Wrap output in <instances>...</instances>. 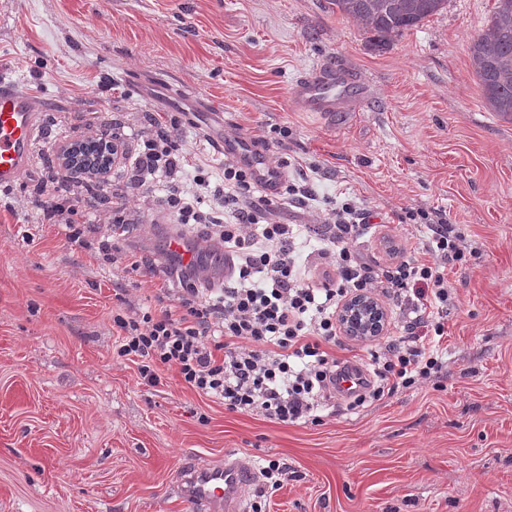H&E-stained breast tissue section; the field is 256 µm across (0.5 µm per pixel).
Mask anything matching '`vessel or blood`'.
Here are the masks:
<instances>
[{
  "mask_svg": "<svg viewBox=\"0 0 512 512\" xmlns=\"http://www.w3.org/2000/svg\"><path fill=\"white\" fill-rule=\"evenodd\" d=\"M344 78L330 64L321 65L297 79L289 98L299 112L326 114L338 109L343 97L338 92ZM38 101L0 77V188L14 186L31 168L33 149L39 133ZM226 159L250 169L258 188L274 195L281 189L283 173L270 167L264 149L247 137L217 141ZM254 469L241 456H225L222 463L182 466L181 495L187 502L207 507L208 512H245V491Z\"/></svg>",
  "mask_w": 512,
  "mask_h": 512,
  "instance_id": "obj_1",
  "label": "vessel or blood"
}]
</instances>
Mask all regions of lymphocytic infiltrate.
Wrapping results in <instances>:
<instances>
[{
  "label": "lymphocytic infiltrate",
  "mask_w": 512,
  "mask_h": 512,
  "mask_svg": "<svg viewBox=\"0 0 512 512\" xmlns=\"http://www.w3.org/2000/svg\"><path fill=\"white\" fill-rule=\"evenodd\" d=\"M153 134L128 156L130 179L142 197L153 195L157 175L167 180L159 201L164 217L220 250L228 264L219 288H199L196 272L183 268L184 287L175 304L160 313L118 309L112 325L121 334L117 355L138 358L146 386H157L159 368L175 369L185 384L222 400L227 410L282 423H320L327 399L350 379L347 365L325 350L337 340L336 312L352 294H379L405 313L403 334L385 347L368 349V379L359 380L351 408L381 399L385 392L441 379L443 363L435 349L444 337L448 280L443 267L462 260L464 251L447 218L408 208L401 223L423 228L427 263L411 258L377 270L353 247L372 217L352 199L329 198L316 217L329 234L320 252L327 266L319 279L300 262L301 224L277 223L266 203L254 197L252 173L224 165V180L211 184L203 165L194 164L182 140L179 117L149 115ZM44 221L63 223L71 245L98 249L116 262L125 237L123 208H115L109 236L89 239V225L71 220L78 208L56 190L32 199Z\"/></svg>",
  "instance_id": "1"
}]
</instances>
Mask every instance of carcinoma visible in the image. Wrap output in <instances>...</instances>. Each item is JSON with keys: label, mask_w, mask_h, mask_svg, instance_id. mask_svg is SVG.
Listing matches in <instances>:
<instances>
[{"label": "carcinoma", "mask_w": 512, "mask_h": 512, "mask_svg": "<svg viewBox=\"0 0 512 512\" xmlns=\"http://www.w3.org/2000/svg\"><path fill=\"white\" fill-rule=\"evenodd\" d=\"M344 18L363 24L370 43L395 37L437 14L447 0H332ZM470 60L489 111L512 121V0H496L486 30L472 38Z\"/></svg>", "instance_id": "1"}]
</instances>
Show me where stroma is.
I'll return each mask as SVG.
<instances>
[{"mask_svg":"<svg viewBox=\"0 0 512 512\" xmlns=\"http://www.w3.org/2000/svg\"><path fill=\"white\" fill-rule=\"evenodd\" d=\"M494 3L448 0L377 51L329 0H0V74L43 102L34 168L0 189V512H192L178 466L228 452L287 465L262 512H512V121L488 111L469 58ZM325 63L347 80L345 107L294 110L292 83ZM152 112L186 114L196 161L218 159L221 129L267 140L318 196L365 200L377 218L357 248L374 267L415 247L404 209L445 214L464 257L447 269L440 385L355 410L338 397L318 425L228 411L166 367L144 385L115 352V294L146 307L178 287L175 224L133 198L123 171L104 191L71 181L74 220L97 235L127 207L132 256L109 264L31 200L61 146L115 136L135 152ZM272 209L312 225L301 261L319 275L313 216L278 196Z\"/></svg>","mask_w":512,"mask_h":512,"instance_id":"stroma-1","label":"stroma"}]
</instances>
